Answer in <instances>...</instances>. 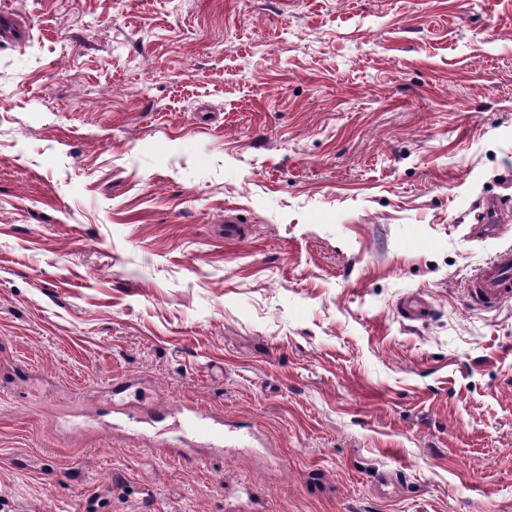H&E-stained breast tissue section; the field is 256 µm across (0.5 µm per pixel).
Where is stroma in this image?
<instances>
[{
  "mask_svg": "<svg viewBox=\"0 0 512 512\" xmlns=\"http://www.w3.org/2000/svg\"><path fill=\"white\" fill-rule=\"evenodd\" d=\"M2 11L0 512H512V0ZM465 293L479 310L496 309L512 297V245L502 247L468 281ZM401 316L411 322H425L430 317L432 308L428 302L409 294L400 299ZM181 427L185 435L210 443H224L229 436L222 423L213 420L199 408L184 415Z\"/></svg>",
  "mask_w": 512,
  "mask_h": 512,
  "instance_id": "obj_1",
  "label": "stroma"
}]
</instances>
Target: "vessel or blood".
<instances>
[{
    "label": "vessel or blood",
    "instance_id": "b4317fda",
    "mask_svg": "<svg viewBox=\"0 0 512 512\" xmlns=\"http://www.w3.org/2000/svg\"><path fill=\"white\" fill-rule=\"evenodd\" d=\"M465 293L477 309L484 311L496 309L512 297V245L495 252L468 281ZM399 309L404 319L421 323L427 321L432 312L428 302L412 294L401 298ZM181 427L185 435L210 443H221L228 438L222 424L198 408L184 415Z\"/></svg>",
    "mask_w": 512,
    "mask_h": 512
}]
</instances>
